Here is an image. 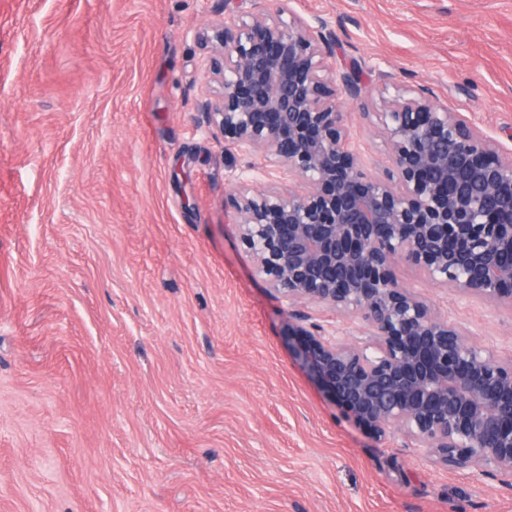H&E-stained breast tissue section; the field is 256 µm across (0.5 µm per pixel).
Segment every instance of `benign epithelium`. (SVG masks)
<instances>
[{"instance_id":"1","label":"benign epithelium","mask_w":512,"mask_h":512,"mask_svg":"<svg viewBox=\"0 0 512 512\" xmlns=\"http://www.w3.org/2000/svg\"><path fill=\"white\" fill-rule=\"evenodd\" d=\"M199 34L217 88L209 126L283 182L232 178L230 199L254 273L288 315V349L340 418L476 479H512V362L470 343L399 284L406 262L439 288L512 306V155L427 90L399 89L374 113L390 167L369 170L333 77L336 37L292 0H248ZM307 305L359 319L370 339L308 323Z\"/></svg>"}]
</instances>
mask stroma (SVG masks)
Returning <instances> with one entry per match:
<instances>
[{
  "mask_svg": "<svg viewBox=\"0 0 512 512\" xmlns=\"http://www.w3.org/2000/svg\"><path fill=\"white\" fill-rule=\"evenodd\" d=\"M217 0H0V512H512L340 418L288 351L229 203L198 31ZM376 172L424 85L512 150V0H295ZM400 280L512 360V307Z\"/></svg>",
  "mask_w": 512,
  "mask_h": 512,
  "instance_id": "35a3bbf8",
  "label": "stroma"
}]
</instances>
